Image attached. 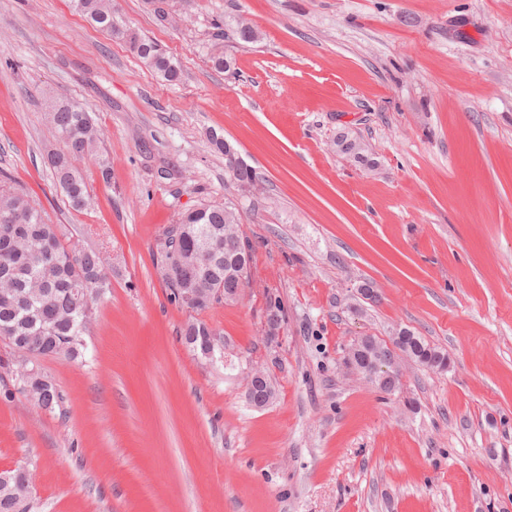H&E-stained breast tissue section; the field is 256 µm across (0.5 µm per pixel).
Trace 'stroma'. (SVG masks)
Segmentation results:
<instances>
[{
  "instance_id": "35a3bbf8",
  "label": "stroma",
  "mask_w": 512,
  "mask_h": 512,
  "mask_svg": "<svg viewBox=\"0 0 512 512\" xmlns=\"http://www.w3.org/2000/svg\"><path fill=\"white\" fill-rule=\"evenodd\" d=\"M112 6L180 81L69 0H0V179L109 261L84 358L36 360L64 413L0 393V465L32 471L33 512H512V0ZM228 14L258 41L216 44ZM218 46L233 71L213 67ZM51 96L91 114L111 163L105 180L82 162L80 213L47 163ZM213 130L259 187L230 181ZM341 132L377 169L331 150ZM224 202L255 257L241 299L202 314L232 370L185 348L189 314L153 260L182 212ZM270 291L286 318L269 343ZM399 328L447 370L401 362L391 394L346 370L356 337ZM270 353L277 398L256 409L241 370Z\"/></svg>"
}]
</instances>
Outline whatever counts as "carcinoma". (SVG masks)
<instances>
[{
	"instance_id": "cac0c4a2",
	"label": "carcinoma",
	"mask_w": 512,
	"mask_h": 512,
	"mask_svg": "<svg viewBox=\"0 0 512 512\" xmlns=\"http://www.w3.org/2000/svg\"><path fill=\"white\" fill-rule=\"evenodd\" d=\"M72 4L91 24L127 43L163 80H180L179 62L116 15L112 0H72ZM216 28L224 29V38L238 44L254 43L259 38L257 30L242 17L226 16ZM48 123L54 139L62 144L61 149L47 155L53 180L68 208L81 213L90 206L91 197L76 162L93 158L101 176L109 177L107 161L98 153L100 131L92 117L70 101L48 112ZM208 141L214 152L224 155L233 183L254 186L259 182L252 168L233 161L224 149L223 137L211 133ZM334 146L339 153L369 162L367 147L357 138L341 132ZM209 249L219 251L221 260H209ZM155 262L171 302L191 313L183 329L186 348L214 366H225L227 340L220 336L207 346L201 331H210V326L198 314L215 304L238 301L239 277H250L254 253L242 230L239 210L227 203L203 204L182 214L178 223L166 231L165 240L157 244ZM3 267L12 269V282L0 285V327H8L13 336L12 341L4 343V353L0 355V370L13 380V388L5 392L15 390L37 408L53 412L63 407V395L50 379L42 387L26 388V373L31 366L18 362L16 353L22 348L37 357L76 360L84 356L94 301L109 287L105 258L99 250L70 246L62 225L48 223L22 188L4 184L0 185V269ZM215 288L224 289V298L208 299L192 309L179 298L186 291L209 294ZM265 315L280 325L284 323V309L277 297L267 296ZM350 356L345 364H353L357 371L368 370L374 361L387 356L410 360L434 371L444 370L448 363L447 354L407 328L394 332L388 341L366 336ZM261 375L252 403L256 408H264L276 398L273 377L265 369Z\"/></svg>"
}]
</instances>
